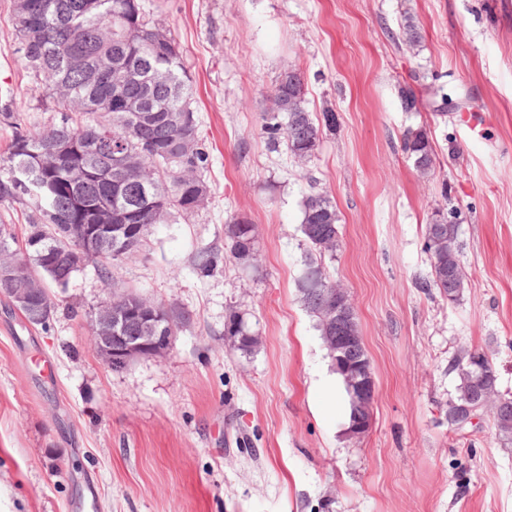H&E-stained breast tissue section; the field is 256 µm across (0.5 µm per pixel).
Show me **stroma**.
I'll return each instance as SVG.
<instances>
[{
  "label": "stroma",
  "instance_id": "stroma-1",
  "mask_svg": "<svg viewBox=\"0 0 512 512\" xmlns=\"http://www.w3.org/2000/svg\"><path fill=\"white\" fill-rule=\"evenodd\" d=\"M13 2L0 0V76L10 112L41 130L56 115L18 62ZM150 2L191 79L210 199L154 226L113 281L89 265L53 289L49 329L0 296V512H512V445L490 412L448 423L466 352L512 397V0ZM287 68L322 131L302 165L261 130ZM418 129L436 158L425 177L403 149ZM322 191L340 216L323 268L350 294L375 380L359 438L296 288L300 202ZM233 214L257 227L258 270L229 256ZM442 215L467 275L454 300L422 285L425 226ZM124 289L187 319L165 354L112 370L88 320ZM233 311L260 337L252 353L228 345Z\"/></svg>",
  "mask_w": 512,
  "mask_h": 512
}]
</instances>
